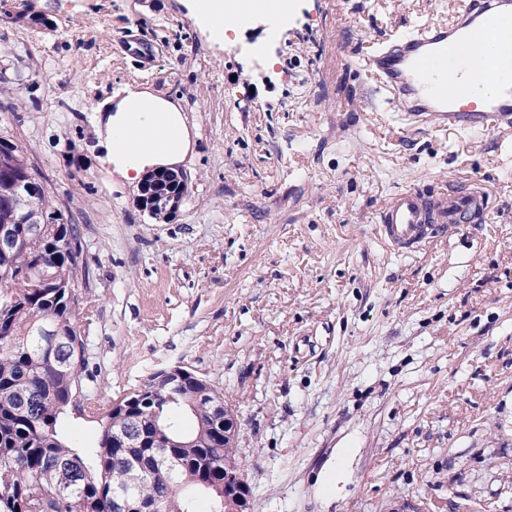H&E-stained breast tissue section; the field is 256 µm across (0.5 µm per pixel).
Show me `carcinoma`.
Returning a JSON list of instances; mask_svg holds the SVG:
<instances>
[{
  "instance_id": "carcinoma-1",
  "label": "carcinoma",
  "mask_w": 512,
  "mask_h": 512,
  "mask_svg": "<svg viewBox=\"0 0 512 512\" xmlns=\"http://www.w3.org/2000/svg\"><path fill=\"white\" fill-rule=\"evenodd\" d=\"M0 150L15 155L14 168L0 170V184L36 172L27 152L7 138ZM15 215L36 210L58 213L49 191L17 187ZM19 242L0 248V512H113L112 498L155 504L162 512H195L207 496L211 512H224V464L245 473L237 449L224 447V412L213 408L224 394L212 384L188 379L154 395L135 390L120 406L97 409L99 438L91 459L72 449L60 426L68 408L83 412L76 383L87 366L86 344L74 320L87 299L86 275L75 224H42L40 231L19 225ZM49 325L56 343L42 339ZM193 417L189 431L179 414ZM133 425L142 447L127 448L112 421ZM190 448H164L158 430ZM175 458L168 471L155 466Z\"/></svg>"
}]
</instances>
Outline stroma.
<instances>
[{
	"mask_svg": "<svg viewBox=\"0 0 512 512\" xmlns=\"http://www.w3.org/2000/svg\"><path fill=\"white\" fill-rule=\"evenodd\" d=\"M456 0H288L230 46L189 0H0V131L80 228L97 406L183 365L241 423L250 512H512V133L380 105L363 57ZM138 86L198 136L165 218L99 161ZM482 183L480 224L417 253L399 191Z\"/></svg>",
	"mask_w": 512,
	"mask_h": 512,
	"instance_id": "1",
	"label": "stroma"
}]
</instances>
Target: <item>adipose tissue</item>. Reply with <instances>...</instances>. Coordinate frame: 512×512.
<instances>
[{"label":"adipose tissue","instance_id":"adipose-tissue-1","mask_svg":"<svg viewBox=\"0 0 512 512\" xmlns=\"http://www.w3.org/2000/svg\"><path fill=\"white\" fill-rule=\"evenodd\" d=\"M269 0H192L193 11L212 42L229 43ZM101 162L125 181L139 183L150 171L185 163L194 152L196 133L181 101L136 87L115 93L97 108Z\"/></svg>","mask_w":512,"mask_h":512}]
</instances>
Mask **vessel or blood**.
<instances>
[{
	"mask_svg": "<svg viewBox=\"0 0 512 512\" xmlns=\"http://www.w3.org/2000/svg\"><path fill=\"white\" fill-rule=\"evenodd\" d=\"M480 26L511 42L512 0H459L451 21L427 23L417 33L382 43L364 58L363 67L404 116L441 130H511L512 71L496 60L472 61L475 79L490 72L499 77L483 104L472 101L473 81L452 97L435 90L448 57L462 51L466 38ZM488 207L489 197L476 182L439 194L409 189L395 194L382 208L376 231L392 251L415 253L462 225L481 223Z\"/></svg>",
	"mask_w": 512,
	"mask_h": 512,
	"instance_id": "vessel-or-blood-1",
	"label": "vessel or blood"
}]
</instances>
